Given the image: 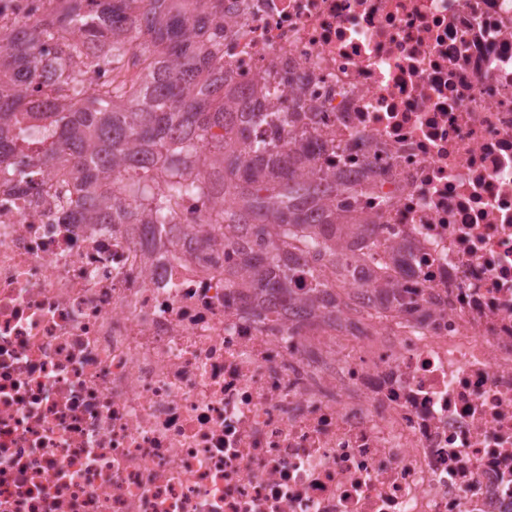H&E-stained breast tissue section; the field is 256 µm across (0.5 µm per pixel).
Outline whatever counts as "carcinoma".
<instances>
[{
    "label": "carcinoma",
    "instance_id": "obj_1",
    "mask_svg": "<svg viewBox=\"0 0 512 512\" xmlns=\"http://www.w3.org/2000/svg\"><path fill=\"white\" fill-rule=\"evenodd\" d=\"M57 0L40 23H23L0 38V167L19 169L26 186L42 169L62 163L86 189L59 192L60 207L77 224H168L178 201L202 190L221 197L220 222L198 238L202 247L236 239L247 250L230 287L244 295H278L319 310L316 267L290 250L307 249L313 262L336 261L341 240L371 233L373 221L336 209V198L310 179L312 158L298 142L275 145L273 113L245 111L224 93V0ZM157 60L137 83L120 81L88 93L73 63L90 70L124 65L136 49ZM54 94L34 88L42 73ZM34 126L42 157L19 160L17 141ZM136 170L125 186L130 200H113L115 172Z\"/></svg>",
    "mask_w": 512,
    "mask_h": 512
}]
</instances>
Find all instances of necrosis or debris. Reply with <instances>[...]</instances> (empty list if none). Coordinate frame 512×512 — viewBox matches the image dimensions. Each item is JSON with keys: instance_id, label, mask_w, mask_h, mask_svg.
<instances>
[{"instance_id": "obj_1", "label": "necrosis or debris", "mask_w": 512, "mask_h": 512, "mask_svg": "<svg viewBox=\"0 0 512 512\" xmlns=\"http://www.w3.org/2000/svg\"><path fill=\"white\" fill-rule=\"evenodd\" d=\"M258 84L374 221L363 284L246 304L217 198L161 247L0 171V512H512V0H224Z\"/></svg>"}]
</instances>
